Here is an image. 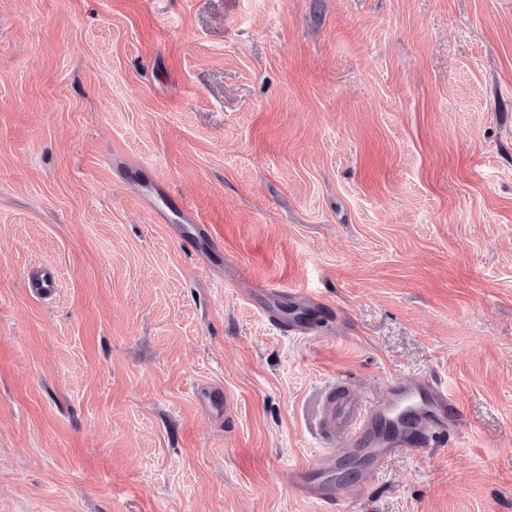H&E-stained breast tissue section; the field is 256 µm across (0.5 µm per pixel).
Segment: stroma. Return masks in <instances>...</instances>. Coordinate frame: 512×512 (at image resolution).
I'll use <instances>...</instances> for the list:
<instances>
[{
	"mask_svg": "<svg viewBox=\"0 0 512 512\" xmlns=\"http://www.w3.org/2000/svg\"><path fill=\"white\" fill-rule=\"evenodd\" d=\"M153 182L317 335L211 279ZM405 375L464 426L351 512H512V0H0V512H332L282 478L325 392ZM238 278L251 282L250 296L261 304V308L275 314L282 299L288 297L296 307V311L282 321L286 331L298 336H311L316 332L315 322L311 319V311L319 304L314 294L299 286H285L279 282L263 277L248 268H235ZM201 407L207 415H228L234 409V399L228 391L210 387L201 393Z\"/></svg>",
	"mask_w": 512,
	"mask_h": 512,
	"instance_id": "1",
	"label": "stroma"
}]
</instances>
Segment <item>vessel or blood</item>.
Instances as JSON below:
<instances>
[{"label": "vessel or blood", "mask_w": 512, "mask_h": 512, "mask_svg": "<svg viewBox=\"0 0 512 512\" xmlns=\"http://www.w3.org/2000/svg\"><path fill=\"white\" fill-rule=\"evenodd\" d=\"M142 197L147 207L168 223L171 237L180 241L192 239L200 263L211 265L215 251L210 229L198 226L191 206L181 204L175 214H168L161 206L162 190L152 186L146 187ZM238 276L250 281L251 296L268 312H275L282 299L292 302L295 311L283 322L286 331L298 336L315 333L311 312L318 301L310 291L283 286L248 268L239 269ZM201 407L209 415L227 414L234 409V399L229 392L211 387L202 393ZM324 408L325 435L332 442V449L316 455L308 466L289 468L283 478L299 496L326 503L336 498V448L348 449L367 463L364 477L349 490L350 498L358 499L388 457L433 447L463 425L454 396L444 384L425 376L394 379L384 395L357 404L331 392Z\"/></svg>", "instance_id": "vessel-or-blood-1"}]
</instances>
